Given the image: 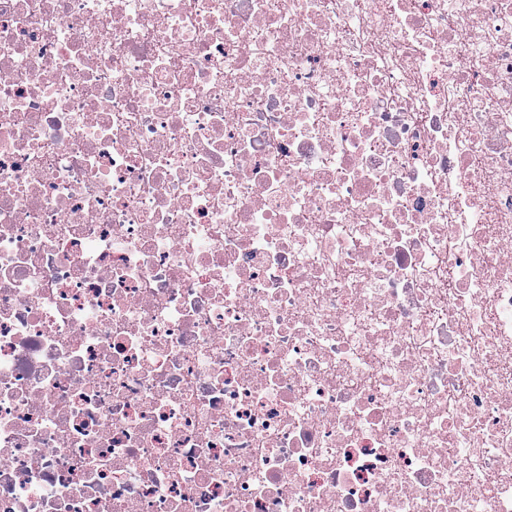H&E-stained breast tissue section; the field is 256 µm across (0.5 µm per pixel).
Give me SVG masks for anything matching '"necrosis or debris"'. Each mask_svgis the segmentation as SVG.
<instances>
[{
    "instance_id": "necrosis-or-debris-1",
    "label": "necrosis or debris",
    "mask_w": 512,
    "mask_h": 512,
    "mask_svg": "<svg viewBox=\"0 0 512 512\" xmlns=\"http://www.w3.org/2000/svg\"><path fill=\"white\" fill-rule=\"evenodd\" d=\"M0 512H512V0H0Z\"/></svg>"
}]
</instances>
